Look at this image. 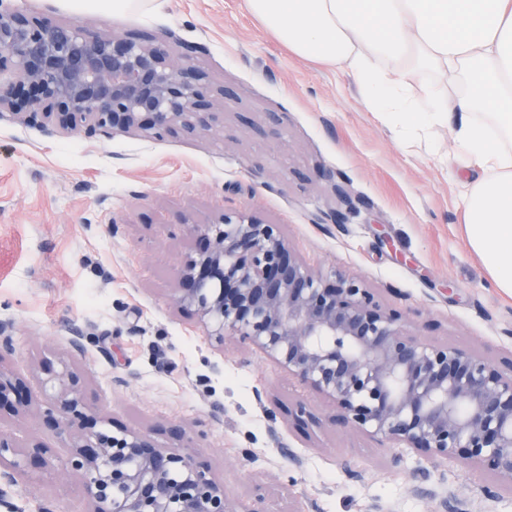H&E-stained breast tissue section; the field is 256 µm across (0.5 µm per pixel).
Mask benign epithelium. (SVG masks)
Segmentation results:
<instances>
[{
    "label": "benign epithelium",
    "instance_id": "obj_1",
    "mask_svg": "<svg viewBox=\"0 0 512 512\" xmlns=\"http://www.w3.org/2000/svg\"><path fill=\"white\" fill-rule=\"evenodd\" d=\"M172 56L141 33L49 26L0 0V117L46 133L139 128L213 130L214 102L233 95L196 70L199 46ZM203 247L188 256L172 302L192 308L219 344L230 336L299 376L335 406V421L413 448L429 460L459 452L512 483V360L501 364L408 334L377 293L347 273L335 282L297 260L280 229L246 212L194 226ZM45 416L70 454L59 462L85 484L90 512H263L236 505L207 464L148 434L87 429L80 376L52 378ZM299 426L316 422L301 402ZM26 459L0 436V512H18L12 489Z\"/></svg>",
    "mask_w": 512,
    "mask_h": 512
}]
</instances>
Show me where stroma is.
<instances>
[{
    "instance_id": "1",
    "label": "stroma",
    "mask_w": 512,
    "mask_h": 512,
    "mask_svg": "<svg viewBox=\"0 0 512 512\" xmlns=\"http://www.w3.org/2000/svg\"><path fill=\"white\" fill-rule=\"evenodd\" d=\"M50 25L157 35L171 54L232 90L215 130L149 136L46 134L0 116V321L14 327L0 373L24 384L32 411L0 407V436L29 465L20 512H90L83 482L54 473L67 442L41 412L51 372L71 368L97 420L203 460L238 504L263 512H436L413 494L428 470L466 512H512V484L458 455L434 461L334 420L333 403L255 348L216 343L171 291L196 238L189 225L247 211L278 225L290 250L325 277L343 271L374 289L408 334L498 362L512 355V297L496 288L463 232L472 175L447 130L403 141L363 101L351 74L289 54L243 0H144L115 14L71 0H12ZM344 186L350 202L335 197ZM343 223H332L331 212ZM89 332L84 353L70 330ZM316 423L300 431L288 410ZM276 422H269L268 411ZM276 428L295 454L269 439ZM356 478H349V471ZM497 489L496 497L483 493Z\"/></svg>"
}]
</instances>
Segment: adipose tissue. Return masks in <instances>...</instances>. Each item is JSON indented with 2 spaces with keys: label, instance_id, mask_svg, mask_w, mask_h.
Instances as JSON below:
<instances>
[{
  "label": "adipose tissue",
  "instance_id": "obj_1",
  "mask_svg": "<svg viewBox=\"0 0 512 512\" xmlns=\"http://www.w3.org/2000/svg\"><path fill=\"white\" fill-rule=\"evenodd\" d=\"M298 57L349 69L405 135L446 125L476 172L464 232L512 296V0H244Z\"/></svg>",
  "mask_w": 512,
  "mask_h": 512
}]
</instances>
